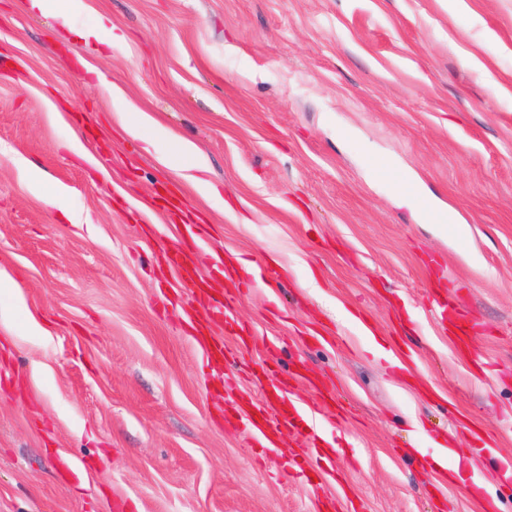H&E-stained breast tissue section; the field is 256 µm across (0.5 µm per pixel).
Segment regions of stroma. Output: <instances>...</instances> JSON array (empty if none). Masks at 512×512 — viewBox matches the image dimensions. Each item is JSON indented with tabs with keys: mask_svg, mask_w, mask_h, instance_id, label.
<instances>
[{
	"mask_svg": "<svg viewBox=\"0 0 512 512\" xmlns=\"http://www.w3.org/2000/svg\"><path fill=\"white\" fill-rule=\"evenodd\" d=\"M24 3L0 0V512H318L344 486L365 512H512V0H86L77 30L124 33L102 48ZM144 115L218 197L128 133ZM191 223L198 271L243 290L236 328L167 261ZM200 325L226 367L197 355ZM271 364L303 368L304 405L314 379L347 404L323 424L340 479L290 471L296 434L260 456L225 425ZM107 19L104 17H99L97 23L89 26L86 30L81 34V37L89 43L91 39L98 43H106L109 46H112L113 40H121L123 36L116 34L115 28L112 26H108L106 24Z\"/></svg>",
	"mask_w": 512,
	"mask_h": 512,
	"instance_id": "stroma-1",
	"label": "stroma"
}]
</instances>
